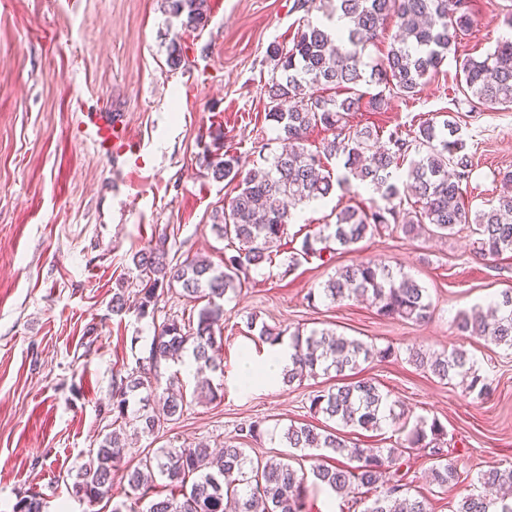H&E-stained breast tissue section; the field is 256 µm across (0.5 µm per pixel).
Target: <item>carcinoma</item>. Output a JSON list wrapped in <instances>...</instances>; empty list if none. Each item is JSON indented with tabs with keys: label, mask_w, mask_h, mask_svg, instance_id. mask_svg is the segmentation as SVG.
<instances>
[{
	"label": "carcinoma",
	"mask_w": 512,
	"mask_h": 512,
	"mask_svg": "<svg viewBox=\"0 0 512 512\" xmlns=\"http://www.w3.org/2000/svg\"><path fill=\"white\" fill-rule=\"evenodd\" d=\"M204 0H171L173 14L196 28L206 21ZM339 14L347 26L337 31L306 20L292 46H272L271 60L278 75L266 84L269 120L283 142L281 152L264 159L263 169H248L241 157L228 152L209 163L215 179L235 183V195L215 213L212 228L227 240L224 268L206 259L172 263L165 248L167 236L136 253L132 262L141 289L133 305L137 315H149L158 290L178 286L182 296L204 300L196 323L172 317L155 328L149 355L139 366L113 380L108 412L112 424L136 433L153 434L183 415L185 400L178 382L161 381V367L177 363L186 354L205 368H220L214 357L216 327L224 319L220 300L242 287L251 268L272 262L278 252L291 209L328 197L335 187L347 191L361 186L372 190L370 205L346 206L335 222L324 225L316 237L305 236L301 249L288 256V267L300 259L323 257L325 252L353 251L355 246L391 225L408 238L431 235L446 238L461 224L472 225L476 254L489 260L512 253V194L475 213L465 207L463 182L471 160L463 152L459 128L428 119L408 132L392 131L382 139L378 130L350 123L356 112H378L393 98L409 99L436 78L453 56L463 92L479 104L495 109L512 106V41L496 44L476 58L458 56V45L476 25L469 0H297L309 14L315 8ZM398 34L384 58L364 60L365 47L382 34L388 23ZM367 90L361 91L359 87ZM375 92H369V89ZM332 131L319 149L307 148L308 134L317 126ZM343 160V173L334 177L324 160ZM319 298L337 303L366 297L377 313L415 323L430 319L431 301L425 288L407 273L390 265L361 261L336 273L319 289ZM457 327L471 336L485 337L512 349V293L504 292L482 307L458 314ZM290 364L283 372L289 384L335 372L341 381L310 397L309 413L344 427L378 430L397 422L388 396L372 379L347 380L362 365L393 356L379 348L334 330L313 328L290 334ZM408 361L441 380L467 381L466 390L482 395L488 389L467 352L430 354L411 350ZM444 432L435 421H416L407 436L409 448H427L437 457L432 483L444 489L458 481L456 467L442 460L439 444ZM290 448L347 456L353 467L319 465L316 481L342 494L355 489L374 490L363 500L362 512H429L426 500L411 498L404 483L408 465L405 448H362L336 433L310 423L291 424L282 434ZM126 442L112 431L89 450L72 483V494L94 505L111 490L116 474L126 481V500L112 512H224V499H236V512H305L307 476L284 462L254 461L247 450L226 445L214 453L205 443L188 448H158L140 457L136 466L120 469ZM167 480L172 494L155 497L156 477ZM484 492L458 502L455 512H512V465L492 467L477 476ZM181 497H175V492ZM12 512H43L36 493L20 495Z\"/></svg>",
	"instance_id": "obj_1"
}]
</instances>
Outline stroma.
Here are the masks:
<instances>
[{
	"mask_svg": "<svg viewBox=\"0 0 512 512\" xmlns=\"http://www.w3.org/2000/svg\"><path fill=\"white\" fill-rule=\"evenodd\" d=\"M478 20L460 55L480 57L512 40V0H470ZM203 26L185 27L167 0H0V512L18 495L40 493L46 512H112L126 483L97 507L70 491L89 448L110 432L107 403L117 373L147 357L154 327L172 316H195L180 288L159 291L153 316L112 312V297L134 299L139 289L133 254L167 234L169 257L180 263L204 257L221 265L225 242L211 228L213 215L234 194L214 179L208 163L213 137L223 133L230 152L258 161L280 143L268 121L264 86L273 75L271 45H291L302 25L295 0H206ZM184 57L168 64L171 43ZM443 71L411 99H392L378 112H359L352 124L378 131L406 130L450 115L467 141L472 166L464 197L471 210L498 199L512 170V108L467 102ZM110 112L130 144L106 158L82 136L85 113ZM365 190H335L299 206L287 228L288 248L317 235L331 213L367 203ZM469 230L445 239H408L385 230L358 250L331 260L315 257L288 268L281 257L250 269L245 286L228 293L219 355L210 373L218 399L198 398L193 360L164 367L177 376L187 402L183 416L159 437H133L127 463L144 449L206 443L247 449L252 458H281L311 472L322 461L286 447L282 431L310 421L309 398L333 386L335 375L239 385L243 354L269 356L254 325L285 332L330 328L383 348L395 358L365 365L408 423L437 421L444 450L460 475L448 492L428 481L436 459L411 450L409 494L426 497L431 512H453L463 496L479 493L478 473L512 462V349L461 333L463 310L512 291V254L476 258ZM362 259L402 268L426 288L430 321L387 319L355 300L333 305L308 301L343 266ZM465 350L491 384L486 395L466 393L408 361L409 351ZM260 423V439L241 430Z\"/></svg>",
	"mask_w": 512,
	"mask_h": 512,
	"instance_id": "stroma-1",
	"label": "stroma"
}]
</instances>
